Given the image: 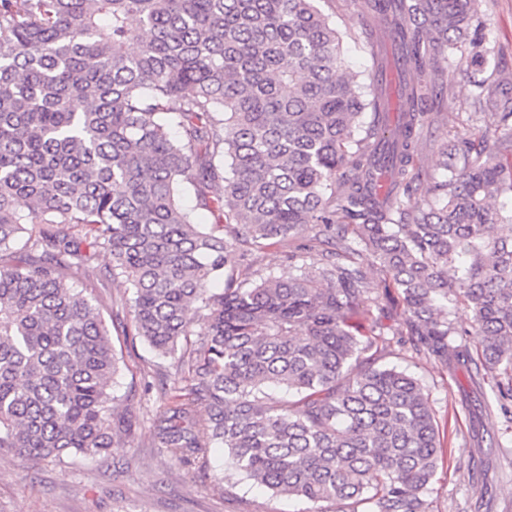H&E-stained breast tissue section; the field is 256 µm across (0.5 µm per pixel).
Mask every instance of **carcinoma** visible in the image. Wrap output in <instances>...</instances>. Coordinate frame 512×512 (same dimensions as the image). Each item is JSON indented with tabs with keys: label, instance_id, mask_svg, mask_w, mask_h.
Listing matches in <instances>:
<instances>
[{
	"label": "carcinoma",
	"instance_id": "1",
	"mask_svg": "<svg viewBox=\"0 0 512 512\" xmlns=\"http://www.w3.org/2000/svg\"><path fill=\"white\" fill-rule=\"evenodd\" d=\"M479 2L365 0L415 74L393 123L373 28L354 33L361 81L317 0H0V449L98 456L131 435L111 328L75 284L121 277L125 335L179 355L157 447L184 464L223 447L220 481L314 512H429L438 420L359 321L401 302L416 354L512 398V72L474 81L444 179L417 187L434 73L493 52ZM272 240L295 272L234 277L232 255Z\"/></svg>",
	"mask_w": 512,
	"mask_h": 512
}]
</instances>
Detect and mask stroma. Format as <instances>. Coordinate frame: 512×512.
Instances as JSON below:
<instances>
[{
    "label": "stroma",
    "mask_w": 512,
    "mask_h": 512,
    "mask_svg": "<svg viewBox=\"0 0 512 512\" xmlns=\"http://www.w3.org/2000/svg\"><path fill=\"white\" fill-rule=\"evenodd\" d=\"M319 7L336 25L347 67L369 73L372 59L352 36L369 19L363 0H320ZM485 38L495 48L487 70L512 71V0H481ZM460 53H453L436 74L441 96L430 107L422 132L421 166L425 182L441 178L437 164L448 145V123L454 113L470 109L473 81ZM287 243L255 251L251 262L232 259L239 279L255 273L287 275ZM404 320L400 306L390 308L382 324L387 341L384 363L421 379L442 426L444 448L428 501L431 512H512V403L499 402L490 386H477L464 371L447 372L417 356L397 331ZM120 359L113 385L118 397H129L135 416L131 446L113 447L103 456H70L31 462L0 449V512H309L310 503L276 494L250 480L221 483L231 459L212 449L207 464L185 465L155 447L153 422L166 398L164 383L173 378L174 358L161 359L145 343L129 346L113 332Z\"/></svg>",
    "instance_id": "obj_1"
}]
</instances>
